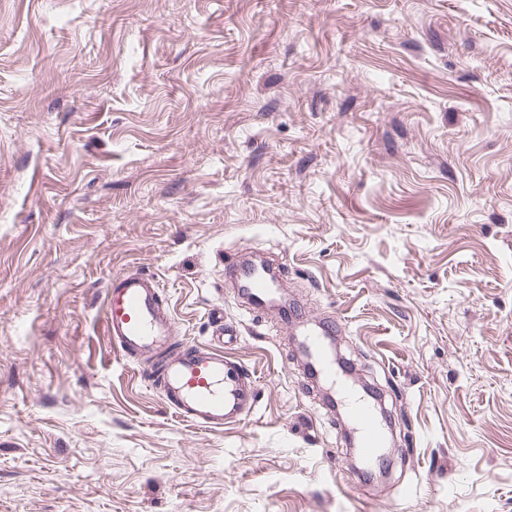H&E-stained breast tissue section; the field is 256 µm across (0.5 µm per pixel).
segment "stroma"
Returning a JSON list of instances; mask_svg holds the SVG:
<instances>
[{
  "instance_id": "stroma-1",
  "label": "stroma",
  "mask_w": 512,
  "mask_h": 512,
  "mask_svg": "<svg viewBox=\"0 0 512 512\" xmlns=\"http://www.w3.org/2000/svg\"><path fill=\"white\" fill-rule=\"evenodd\" d=\"M342 323L384 477L224 253ZM154 274L258 402L181 422L102 320ZM0 512H512V0H0Z\"/></svg>"
}]
</instances>
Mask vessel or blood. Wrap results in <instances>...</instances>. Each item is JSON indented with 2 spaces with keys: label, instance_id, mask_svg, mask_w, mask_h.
<instances>
[{
  "label": "vessel or blood",
  "instance_id": "obj_1",
  "mask_svg": "<svg viewBox=\"0 0 512 512\" xmlns=\"http://www.w3.org/2000/svg\"><path fill=\"white\" fill-rule=\"evenodd\" d=\"M237 277L261 301L276 288L275 281L259 269L238 267ZM103 305L114 351L136 362L181 421L218 429L241 420L255 407V378L241 363L226 358L223 346L173 343L174 318L156 276L132 270L113 277ZM335 332V322L326 321L320 332L308 333L304 340L311 367L331 382L336 379V366L324 338ZM346 405L349 420L359 433L358 453L366 464H375L385 445L384 428L368 402L351 397Z\"/></svg>",
  "mask_w": 512,
  "mask_h": 512
}]
</instances>
